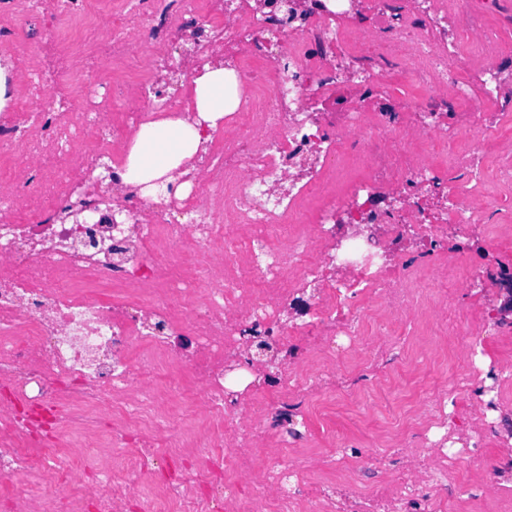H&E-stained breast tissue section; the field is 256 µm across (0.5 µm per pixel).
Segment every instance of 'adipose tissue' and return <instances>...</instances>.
Wrapping results in <instances>:
<instances>
[{
  "mask_svg": "<svg viewBox=\"0 0 512 512\" xmlns=\"http://www.w3.org/2000/svg\"><path fill=\"white\" fill-rule=\"evenodd\" d=\"M193 100V114L150 122L135 133L126 157V180L140 185L144 196H155L158 186L191 172L193 158L206 150L200 126L216 127L225 113L238 107L234 73L220 65L205 66L194 80Z\"/></svg>",
  "mask_w": 512,
  "mask_h": 512,
  "instance_id": "obj_1",
  "label": "adipose tissue"
}]
</instances>
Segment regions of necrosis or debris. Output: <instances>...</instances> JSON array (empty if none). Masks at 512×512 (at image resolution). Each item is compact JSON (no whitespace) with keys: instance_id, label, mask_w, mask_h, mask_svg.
<instances>
[{"instance_id":"obj_1","label":"necrosis or debris","mask_w":512,"mask_h":512,"mask_svg":"<svg viewBox=\"0 0 512 512\" xmlns=\"http://www.w3.org/2000/svg\"><path fill=\"white\" fill-rule=\"evenodd\" d=\"M295 2L0 0V58L25 88L0 113V477L12 483L0 512H123L134 490L148 512H251L248 488L265 512H453L459 499L512 512V361L481 365L486 337L512 335V260L470 240L479 225L512 233V158L490 155L512 89L488 66L478 102L461 76L492 46L512 60L496 27L508 16L481 0L452 39L448 0H304L301 13ZM218 19L238 108L211 131L201 177L148 205L120 147L190 107L160 95V74L182 44L204 68ZM386 63L420 90L406 111H313ZM112 67L126 79L105 81ZM439 153L449 178L431 163ZM353 165L361 177L335 192ZM103 173L123 188L118 203L99 194ZM452 224L475 256L453 276ZM99 285L131 299L86 295ZM478 293L474 320L464 302ZM263 343L285 365L261 381ZM418 354L452 358L454 375L394 417L392 480L373 454L345 476L337 450L363 441L336 432L329 398L359 392L379 410L381 377ZM325 434L316 466L308 451ZM69 435L119 463L49 464ZM490 440L497 462L466 488L460 465Z\"/></svg>"}]
</instances>
